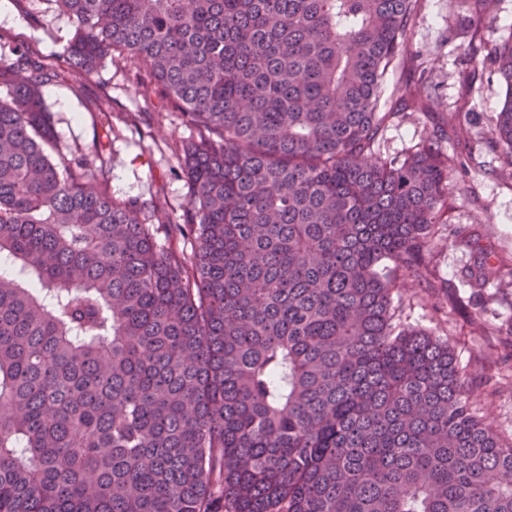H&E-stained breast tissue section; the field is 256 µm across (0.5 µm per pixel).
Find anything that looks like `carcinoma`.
<instances>
[{"mask_svg":"<svg viewBox=\"0 0 512 512\" xmlns=\"http://www.w3.org/2000/svg\"><path fill=\"white\" fill-rule=\"evenodd\" d=\"M55 2L62 65L0 52V512H512L466 369L392 326L465 167L445 129L376 156L388 104L430 108L388 88L416 0ZM495 4L473 0L468 55L502 77L512 151ZM115 52L207 131L181 145L187 256L102 155L56 148L42 86Z\"/></svg>","mask_w":512,"mask_h":512,"instance_id":"obj_1","label":"carcinoma"}]
</instances>
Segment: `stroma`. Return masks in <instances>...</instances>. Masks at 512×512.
Masks as SVG:
<instances>
[{
  "label": "stroma",
  "mask_w": 512,
  "mask_h": 512,
  "mask_svg": "<svg viewBox=\"0 0 512 512\" xmlns=\"http://www.w3.org/2000/svg\"><path fill=\"white\" fill-rule=\"evenodd\" d=\"M8 2L13 20L0 23V44L58 64L73 21L53 0ZM416 10L409 46L424 58L426 77L417 89L434 109L393 118L379 149L386 157L404 158L434 127L452 123L461 92L460 55L472 17L468 0H418ZM148 75L144 61L116 56L88 76L65 72L43 91L63 153H102L114 198L157 202L158 212H146L145 219L163 239L187 203L180 148L193 131L180 113L143 91ZM501 87L499 74L477 76L469 145L452 139L440 144L448 156H466V167L450 177L448 208L424 260L397 276L391 313L395 329L422 328L447 340L469 374L478 418L512 445V156L493 135ZM480 261L485 280L477 286L467 272Z\"/></svg>",
  "instance_id": "obj_1"
}]
</instances>
